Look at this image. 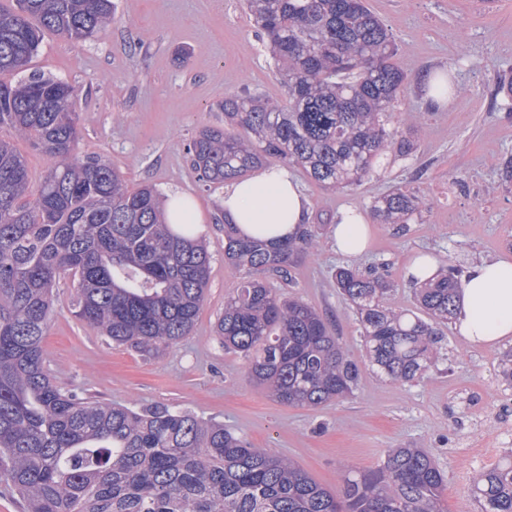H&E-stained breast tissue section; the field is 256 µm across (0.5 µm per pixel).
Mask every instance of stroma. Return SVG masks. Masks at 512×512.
I'll use <instances>...</instances> for the list:
<instances>
[{"label": "stroma", "instance_id": "stroma-1", "mask_svg": "<svg viewBox=\"0 0 512 512\" xmlns=\"http://www.w3.org/2000/svg\"><path fill=\"white\" fill-rule=\"evenodd\" d=\"M113 3L104 33L79 43L45 35L32 67L77 89L79 155L108 159L128 187L150 184L198 202L210 276L190 335L156 352L112 342L73 317L77 287L61 277L56 314L42 340L54 383L103 403L219 421L255 447L294 461L335 494L347 468H375L388 449L419 448L445 474L447 512H479L469 491L473 476L512 454V386L498 375L512 338L473 344L452 325L437 367L424 379L381 377L354 310L336 291L332 273L348 260L336 252L333 231L342 209L369 214L374 198L399 181L432 201L418 223L372 224L367 252L351 260L392 283L388 302L399 310L415 307L404 268L417 253L462 267L512 256V181L502 173L512 159V101L494 95L498 76H512V0H366L392 33L407 77L400 110L421 115L420 124L401 127L415 149L348 193L296 172L310 221L321 227L319 243L299 256L289 278L261 275L315 307L361 369L352 394L317 408L278 402L252 381L240 354L225 350L216 329L242 274L224 260V190L199 179L187 145L198 130L223 123L216 107L225 95L285 93L243 0ZM435 68L447 69L453 87L444 107L419 83Z\"/></svg>", "mask_w": 512, "mask_h": 512}]
</instances>
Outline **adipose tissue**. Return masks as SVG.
I'll return each mask as SVG.
<instances>
[{"label":"adipose tissue","mask_w":512,"mask_h":512,"mask_svg":"<svg viewBox=\"0 0 512 512\" xmlns=\"http://www.w3.org/2000/svg\"><path fill=\"white\" fill-rule=\"evenodd\" d=\"M222 208L240 235L282 240L309 218L307 197L288 168L272 167L225 185ZM338 253L357 256L368 247L370 226L355 210L340 213L334 230ZM456 327L472 343L512 336V259L474 263L463 281Z\"/></svg>","instance_id":"1"}]
</instances>
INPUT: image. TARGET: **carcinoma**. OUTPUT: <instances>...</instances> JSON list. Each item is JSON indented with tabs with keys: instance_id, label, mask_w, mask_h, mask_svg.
Instances as JSON below:
<instances>
[{
	"instance_id": "carcinoma-1",
	"label": "carcinoma",
	"mask_w": 512,
	"mask_h": 512,
	"mask_svg": "<svg viewBox=\"0 0 512 512\" xmlns=\"http://www.w3.org/2000/svg\"><path fill=\"white\" fill-rule=\"evenodd\" d=\"M287 96L228 94L224 125L189 144L208 185L271 161L349 192L394 154L412 153L396 128L406 76L389 29L365 0H245ZM112 23V0H12L0 5V131L27 137L51 159L33 187L27 163L0 136V480L27 512H445L444 475L419 448H391L375 470H348L338 498L272 451L224 424L166 407L134 410L62 391L48 375L42 337L55 314L54 286L77 281L75 316L119 344L150 351L189 335L205 299L210 255L189 224L164 220L156 189H127L101 156L76 152L77 90L29 70L44 32L75 42ZM400 182L372 202L384 224L430 211ZM315 224L286 241L244 238L224 222V257L237 268L288 276L317 242ZM336 288L362 326L373 365L411 382L438 359L440 327L456 318L461 272L442 266L415 288L420 313L386 305L392 285L343 264ZM224 348L281 402L318 407L353 392L359 366L317 310L256 279L224 303ZM480 512H512V457L478 473Z\"/></svg>"
}]
</instances>
